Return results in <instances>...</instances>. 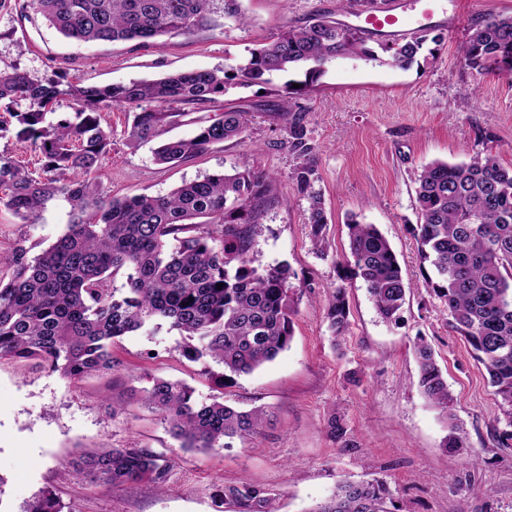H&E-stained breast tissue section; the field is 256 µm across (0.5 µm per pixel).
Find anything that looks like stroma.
Returning a JSON list of instances; mask_svg holds the SVG:
<instances>
[{
  "label": "stroma",
  "mask_w": 512,
  "mask_h": 512,
  "mask_svg": "<svg viewBox=\"0 0 512 512\" xmlns=\"http://www.w3.org/2000/svg\"><path fill=\"white\" fill-rule=\"evenodd\" d=\"M12 0L0 12V69L19 68L36 79L55 75L81 85L152 79L169 73L239 64L248 49L313 15L364 26L363 16L339 0H240L244 21L169 38L163 47L83 44L62 37ZM403 4L407 35L425 41L407 68L387 65L386 38L370 39L378 60L356 55L326 66L318 83L286 87L285 77L264 86L234 87L225 107L254 113L242 136L183 164H157L153 143H127L128 116L107 117L112 146L97 176L113 197L164 195L240 159L273 176L270 196L253 228L257 267L288 262L302 295L289 347L250 374L217 390L216 364L181 357L177 331L148 329L116 342L115 371L78 380L34 361H0V512H20L42 491L58 493L74 512H257L243 487L271 497L278 512H312L338 484L379 481L391 512H512V430L500 413L482 365L448 326L444 302L424 282L414 229L417 179L433 161L461 163L493 154L512 165V76L466 67L458 47L481 17L512 16V0H437L433 16L421 0ZM287 106L301 113L313 147L311 184L328 218L324 245L315 248L308 195L291 176L298 158L288 146V122L272 117ZM373 224L390 242L411 290L397 319H383L361 280H343L351 261L346 220ZM72 219L61 197L48 202L37 223L22 224L0 210V252L19 240L47 249ZM345 288L348 328L332 341L326 309ZM431 345L454 397L445 412L419 386L416 346ZM186 383L198 399L223 393L226 403L265 407L268 417L248 440L208 452L186 451L168 426L144 405L149 378ZM121 404L113 412V404ZM337 418L341 436L330 433ZM461 447H447L449 436ZM129 446L166 454L168 488L144 480L103 487L76 479L72 460L91 450Z\"/></svg>",
  "instance_id": "stroma-1"
}]
</instances>
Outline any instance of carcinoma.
<instances>
[{
  "mask_svg": "<svg viewBox=\"0 0 512 512\" xmlns=\"http://www.w3.org/2000/svg\"><path fill=\"white\" fill-rule=\"evenodd\" d=\"M61 35L77 42H135L162 47L165 38L244 20L237 0H29ZM358 27L339 32L336 21L317 15L286 27L249 50L232 68L187 71L154 80L104 86L35 80L17 68L0 70V102L26 103L0 124V138L38 148L45 177L0 155V206L21 222L38 220L47 202L67 198L72 221L66 233L40 254L18 242L0 255V359L37 360L68 380L114 369L112 344L150 325L166 323L179 333L178 353L193 362L211 361L224 380L248 374L288 348L300 299L297 274L280 263L261 269L250 254L253 224L272 190L273 179L244 160L231 173L185 182L164 196L109 197L91 177L109 152L106 115L131 114L127 139L136 145L161 136L177 113L218 102L232 85L250 87L273 74L304 71L316 83L327 63L348 54L378 55ZM415 37L385 48L389 63L405 67L421 49ZM459 52L477 71L512 75V16L486 17L469 28ZM66 105L54 123L46 115ZM254 114L219 113L188 140H165L154 150L160 164L194 159L241 136ZM289 148L300 158L292 173L298 192L308 193L314 174L307 130L289 119ZM313 241L321 247L327 217L321 197L309 193ZM420 224L415 236L432 274L426 286L443 299L450 327L489 375L503 415L512 425V165L493 154L468 162L433 161L417 179ZM352 262L343 278L360 279L379 315L391 320L406 302L407 284L389 241L373 224L348 222ZM124 290L113 286L117 276ZM222 287H217V284ZM333 338L348 328L344 288L327 308ZM419 384L431 402L450 409L452 396L432 349L416 347ZM142 400L168 424L186 451H207L225 439L257 434L265 410H240L223 395L199 401L185 383L152 377ZM171 466L151 448L91 451L75 467L103 486L133 485L148 478L165 487ZM22 512H72L47 490ZM312 512H389L379 484L338 485L336 494Z\"/></svg>",
  "mask_w": 512,
  "mask_h": 512,
  "instance_id": "1",
  "label": "carcinoma"
}]
</instances>
